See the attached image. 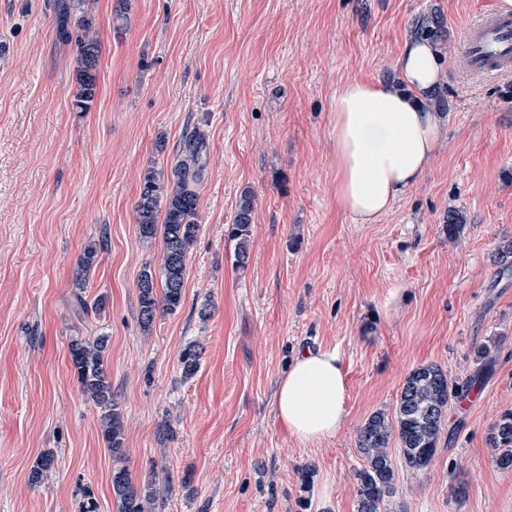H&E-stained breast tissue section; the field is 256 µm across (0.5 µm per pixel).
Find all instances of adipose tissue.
<instances>
[{"label": "adipose tissue", "instance_id": "ef3b65f1", "mask_svg": "<svg viewBox=\"0 0 512 512\" xmlns=\"http://www.w3.org/2000/svg\"><path fill=\"white\" fill-rule=\"evenodd\" d=\"M398 71L399 83L352 80L333 100L336 203L356 224L379 223L415 187L445 134L437 113L424 106L441 82L432 45L408 40ZM274 408L301 446L334 437L348 416L336 351L298 355L278 383Z\"/></svg>", "mask_w": 512, "mask_h": 512}]
</instances>
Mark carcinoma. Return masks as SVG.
<instances>
[{
	"label": "carcinoma",
	"mask_w": 512,
	"mask_h": 512,
	"mask_svg": "<svg viewBox=\"0 0 512 512\" xmlns=\"http://www.w3.org/2000/svg\"><path fill=\"white\" fill-rule=\"evenodd\" d=\"M87 0H57L56 32L59 40L75 42L76 90L71 100L75 112L92 108L97 87V69L101 44L92 25V12ZM79 11L76 24H71L73 11ZM206 138L196 127L183 140L178 158L170 169L151 167L143 175L139 200L136 205V224L140 235L151 239L161 234L163 242L160 267L162 298H157L154 272L147 266L140 274L139 316L143 330L152 325L158 305L176 310L183 299L184 279L190 250L199 231V195L196 185L206 163ZM255 211L254 196L241 194L230 225V235L236 241L235 266L246 267L250 256V238ZM107 246L106 240L87 246L74 275L78 290L77 303L82 312L103 309V300L91 304L84 297L90 271L99 252ZM108 338L98 336L89 341L82 336L73 338L69 356L82 392L100 410V432L106 448L117 466L112 468V493L118 512H146L147 505L157 496L156 482L136 483L126 466L124 424L118 403L112 398L111 384L106 373L105 352ZM200 345L188 343L179 353L185 376L193 375L199 367ZM472 382L459 384L437 365H422L407 376L393 417L378 412L361 426L357 434V448L366 465L356 473L358 486L357 512H382V507L396 496L398 487L389 454L391 439H397L405 465L421 470L432 461L442 429L445 408L453 399H462L470 391ZM493 462L502 471L512 472V410L503 412L490 437ZM54 465V455L44 453L34 462L30 479L41 483Z\"/></svg>",
	"instance_id": "carcinoma-1"
}]
</instances>
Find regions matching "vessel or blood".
I'll return each instance as SVG.
<instances>
[{"label": "vessel or blood", "instance_id": "obj_1", "mask_svg": "<svg viewBox=\"0 0 512 512\" xmlns=\"http://www.w3.org/2000/svg\"><path fill=\"white\" fill-rule=\"evenodd\" d=\"M463 53L472 76L493 78L512 70V17L490 13L473 20L465 29Z\"/></svg>", "mask_w": 512, "mask_h": 512}]
</instances>
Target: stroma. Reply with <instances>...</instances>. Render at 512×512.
Returning <instances> with one entry per match:
<instances>
[{"label": "stroma", "instance_id": "obj_1", "mask_svg": "<svg viewBox=\"0 0 512 512\" xmlns=\"http://www.w3.org/2000/svg\"><path fill=\"white\" fill-rule=\"evenodd\" d=\"M55 3L0 0V512H81L87 489L98 512H118L99 410L69 359L73 337L100 335L126 466L160 490L149 512H357V433L394 414L427 364L480 382L449 404L427 468L391 446L398 493L383 512H512V473L488 443L512 409V277L495 263L512 240V75L459 69L463 27L495 0H130L119 31L115 0H95L102 52L84 113L70 108L76 48L56 36ZM436 16L443 78L427 107L444 141L380 223H352L336 205L333 99L350 80H397L416 22ZM197 125L207 161L184 301L146 332L138 278L159 270L163 242L139 233L140 180L170 168ZM247 190L239 268L228 227ZM451 209L465 218L453 238ZM104 236L85 290L104 308L82 314L73 272ZM190 342L201 357L186 378ZM489 342L482 368L473 353ZM331 349L348 417L306 448L274 393L297 354ZM47 451L54 466L33 485ZM254 211V196L250 192H243L237 202L229 228L232 239L236 241L234 262L239 268L246 267L249 260Z\"/></svg>", "mask_w": 512, "mask_h": 512}]
</instances>
